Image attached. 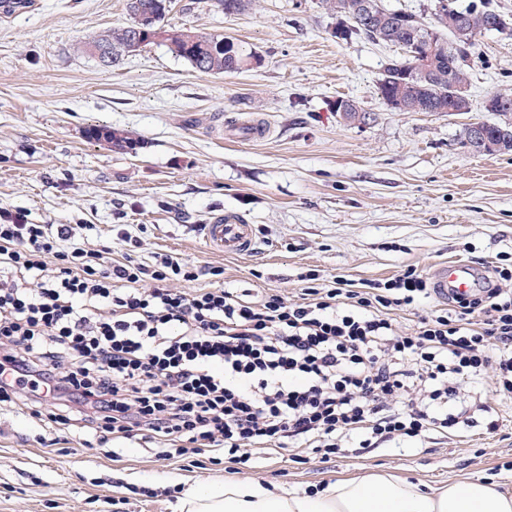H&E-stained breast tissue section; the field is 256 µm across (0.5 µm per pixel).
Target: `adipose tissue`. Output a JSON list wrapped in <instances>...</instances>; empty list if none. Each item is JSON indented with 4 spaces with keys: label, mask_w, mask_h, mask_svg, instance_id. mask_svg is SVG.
Masks as SVG:
<instances>
[{
    "label": "adipose tissue",
    "mask_w": 512,
    "mask_h": 512,
    "mask_svg": "<svg viewBox=\"0 0 512 512\" xmlns=\"http://www.w3.org/2000/svg\"><path fill=\"white\" fill-rule=\"evenodd\" d=\"M182 512H512V488L465 479L425 489L390 475H373L298 494L214 480L190 485Z\"/></svg>",
    "instance_id": "adipose-tissue-1"
}]
</instances>
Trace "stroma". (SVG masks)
Masks as SVG:
<instances>
[{"label":"stroma","mask_w":512,"mask_h":512,"mask_svg":"<svg viewBox=\"0 0 512 512\" xmlns=\"http://www.w3.org/2000/svg\"><path fill=\"white\" fill-rule=\"evenodd\" d=\"M489 7L508 29L478 34L470 59L472 109L394 112L377 83L395 48L336 39L323 0H251L225 16L212 0H173L170 27L221 33L261 55V66L207 75L159 42L108 67L77 46L129 20L126 0H32L0 17V209L35 224H69L88 245L152 262L160 254L223 269L225 287L271 288L301 301V273L322 286L386 281L405 266L433 277L443 263L491 271L512 263V154L462 147L466 124L500 122L483 103L512 87V0H456ZM368 113L346 125L336 102ZM260 121L267 134L244 137ZM106 127L134 149L92 139ZM218 214L254 225L252 251L210 249L201 230ZM496 372L461 394L474 427L432 432L358 456L258 459L246 480L291 492L340 478L391 474L441 485L477 478L512 485V398ZM497 420L495 432L486 425ZM115 458L85 453L76 429L17 408L0 413V512H175L186 483L231 480L163 461L141 437Z\"/></svg>","instance_id":"stroma-1"}]
</instances>
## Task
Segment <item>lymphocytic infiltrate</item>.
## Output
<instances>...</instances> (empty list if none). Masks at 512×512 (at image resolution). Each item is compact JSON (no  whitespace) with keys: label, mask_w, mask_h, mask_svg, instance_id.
Listing matches in <instances>:
<instances>
[{"label":"lymphocytic infiltrate","mask_w":512,"mask_h":512,"mask_svg":"<svg viewBox=\"0 0 512 512\" xmlns=\"http://www.w3.org/2000/svg\"><path fill=\"white\" fill-rule=\"evenodd\" d=\"M68 224L0 211V410L86 430L97 447L141 435L169 461L231 460L344 443L364 454L463 421L461 380L498 367L512 394V274L398 333L392 311L434 288L409 266L353 289L307 284L306 300L200 288L209 268L170 255L111 260ZM192 290L170 288L171 277Z\"/></svg>","instance_id":"lymphocytic-infiltrate-1"}]
</instances>
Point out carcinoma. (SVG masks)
<instances>
[{
    "mask_svg": "<svg viewBox=\"0 0 512 512\" xmlns=\"http://www.w3.org/2000/svg\"><path fill=\"white\" fill-rule=\"evenodd\" d=\"M165 0H132L131 10L159 14ZM327 9L340 26L338 39L348 40L353 36L376 45H391L398 48L413 46L417 57L402 56L392 59L383 69L378 83V92L388 107L401 106L413 112H446L455 109L467 112L470 102H459L454 98L456 88L468 86L470 56L475 46V37L492 30L506 29L501 15L489 9H459L449 0H439L435 21L424 24L420 17L408 11L392 10L382 5L381 0H323ZM464 23L470 30L466 41L457 38L456 26ZM134 22L112 28L96 39L83 45V51L95 55L97 51L118 49L134 35ZM190 29H169L163 45L176 58L187 61L203 74L223 75L248 68L252 53L244 52L235 42H228L222 34L196 33V40L188 41ZM490 105L486 112L507 115L512 112V90H500L488 97ZM486 139L494 142L501 131L512 137V124H482Z\"/></svg>",
    "mask_w": 512,
    "mask_h": 512,
    "instance_id": "obj_1",
    "label": "carcinoma"
}]
</instances>
